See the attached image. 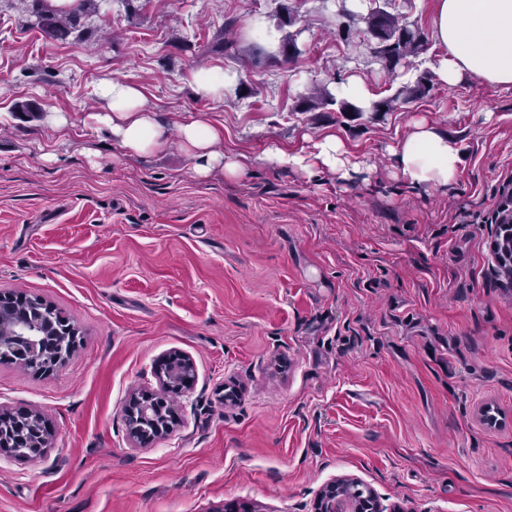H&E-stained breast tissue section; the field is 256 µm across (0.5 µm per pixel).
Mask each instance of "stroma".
Listing matches in <instances>:
<instances>
[{"instance_id": "stroma-1", "label": "stroma", "mask_w": 512, "mask_h": 512, "mask_svg": "<svg viewBox=\"0 0 512 512\" xmlns=\"http://www.w3.org/2000/svg\"><path fill=\"white\" fill-rule=\"evenodd\" d=\"M359 3L374 0H76L60 40L34 0H0V293L41 296L80 340L46 374L0 364V405L52 430L40 459L0 452V512H315L343 477L387 512H512V287L490 251L512 199V87L301 111L332 72L380 100L441 55L430 42L387 71L365 23L340 27ZM287 15L300 53L270 59ZM230 19L241 51H211ZM210 69L235 76L217 98L192 87ZM113 78L169 129L156 154L127 157L86 124ZM201 114L254 155L242 179L191 173L173 129ZM421 119L462 148L456 181L429 193L391 175ZM327 131L371 172L315 180L256 159ZM172 350L195 367L180 422L133 447L123 408L157 391ZM36 6L38 26L44 33L52 38L66 39L79 22V15L76 13L61 16L55 12H49L40 8L39 3H37Z\"/></svg>"}]
</instances>
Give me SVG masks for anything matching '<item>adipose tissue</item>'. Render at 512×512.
Listing matches in <instances>:
<instances>
[{"label": "adipose tissue", "instance_id": "1", "mask_svg": "<svg viewBox=\"0 0 512 512\" xmlns=\"http://www.w3.org/2000/svg\"><path fill=\"white\" fill-rule=\"evenodd\" d=\"M432 36L443 50L434 66L441 84L452 87L474 78L490 86H512V0H436ZM95 94L105 106L92 113L93 122L107 129L126 154L145 156L166 143L165 128L137 87L112 79L101 82ZM176 130L195 175L206 177L220 170L236 177L243 172L241 155L224 150L222 124L202 115ZM391 155L394 177L412 188H446L462 163L459 145L422 120L412 123ZM261 158L310 179L324 174L346 179L366 169L333 133L313 139L299 152L269 146Z\"/></svg>", "mask_w": 512, "mask_h": 512}]
</instances>
